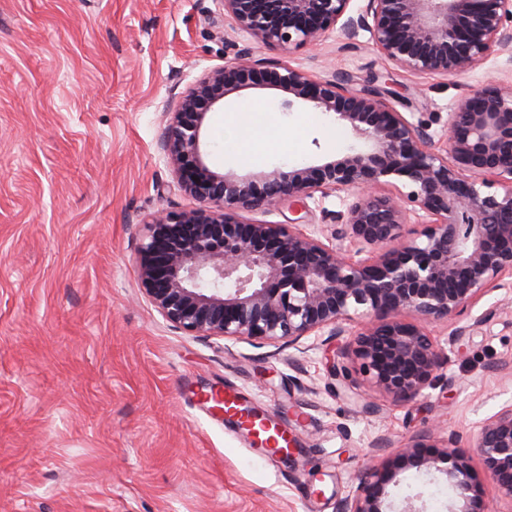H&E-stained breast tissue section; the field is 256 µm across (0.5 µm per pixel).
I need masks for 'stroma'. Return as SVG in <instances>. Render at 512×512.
<instances>
[{"label":"stroma","instance_id":"stroma-1","mask_svg":"<svg viewBox=\"0 0 512 512\" xmlns=\"http://www.w3.org/2000/svg\"><path fill=\"white\" fill-rule=\"evenodd\" d=\"M216 0H0V512H336L366 464L434 426L467 448L512 404V288L434 324L447 363L432 387L396 402L347 387L322 340L274 351L171 327L137 277L144 221L196 207L157 151L174 95L223 65L232 46L320 79L377 82L445 148L456 101L488 80L512 84V51L463 74L414 75L380 57L368 33L272 50L217 32ZM235 89L207 121L213 166L241 174L225 111L273 102ZM261 164L316 166L349 133L311 105L275 114ZM345 193L259 218L320 230ZM465 337L449 344V333ZM231 389L298 437L295 462L258 455L253 437L202 400Z\"/></svg>","mask_w":512,"mask_h":512}]
</instances>
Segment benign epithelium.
<instances>
[{"instance_id":"benign-epithelium-1","label":"benign epithelium","mask_w":512,"mask_h":512,"mask_svg":"<svg viewBox=\"0 0 512 512\" xmlns=\"http://www.w3.org/2000/svg\"><path fill=\"white\" fill-rule=\"evenodd\" d=\"M220 17L262 44H315L340 29L367 32L385 59L414 75L464 73L512 45V0H219ZM284 93L280 112L302 103L343 125L355 145L315 167L274 166L240 175L213 169L204 140L224 91L264 85ZM449 148L431 125L397 111L384 92L349 75L318 80L304 70L254 59L205 72L165 113L158 152L177 187L201 205L144 222L137 264L149 302L175 329L208 339L259 340L282 349L312 337L340 338L369 319L337 355L333 375L356 371L396 402L431 386L445 358L428 325L461 315L512 278V87L460 97ZM503 192H488L489 178ZM357 190L343 211H326L331 236L297 224L248 218L277 201L293 209L315 193ZM424 230L409 235L411 217ZM347 241L354 253L337 246ZM393 244L367 258V248ZM435 453L418 440L398 449L403 467L445 477L446 512H475L470 459L479 457L512 498V405L487 418L469 442ZM395 473L367 465L338 512H425L424 492L396 506Z\"/></svg>"}]
</instances>
